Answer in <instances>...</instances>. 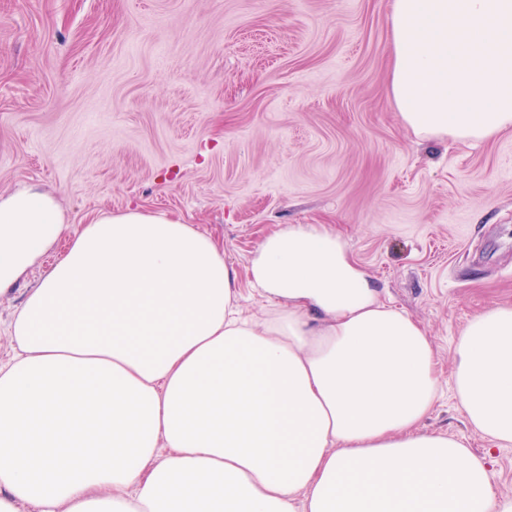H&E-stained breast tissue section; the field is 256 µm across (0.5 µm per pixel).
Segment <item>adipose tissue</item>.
<instances>
[{
  "label": "adipose tissue",
  "mask_w": 512,
  "mask_h": 512,
  "mask_svg": "<svg viewBox=\"0 0 512 512\" xmlns=\"http://www.w3.org/2000/svg\"><path fill=\"white\" fill-rule=\"evenodd\" d=\"M389 99L420 139L512 130V0H391ZM52 192L0 194V295L61 239ZM272 308L241 317L243 288ZM0 364V512H512L487 458L425 430L432 344L323 224L246 275L193 225L102 212L26 296ZM465 424L512 445V306L454 347Z\"/></svg>",
  "instance_id": "1"
}]
</instances>
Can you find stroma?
Returning a JSON list of instances; mask_svg holds the SVG:
<instances>
[{
	"mask_svg": "<svg viewBox=\"0 0 512 512\" xmlns=\"http://www.w3.org/2000/svg\"><path fill=\"white\" fill-rule=\"evenodd\" d=\"M390 0H0V193L53 192L73 236L139 207L210 235L238 272L263 237L330 224L427 332L464 424L453 351L512 305V132L417 140L387 97ZM55 248L0 296V362Z\"/></svg>",
	"mask_w": 512,
	"mask_h": 512,
	"instance_id": "obj_1",
	"label": "stroma"
}]
</instances>
